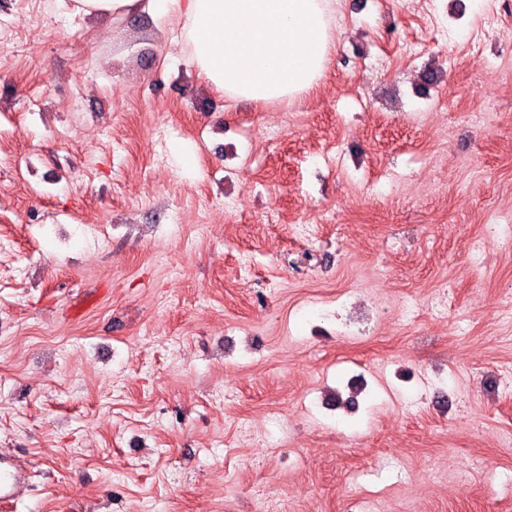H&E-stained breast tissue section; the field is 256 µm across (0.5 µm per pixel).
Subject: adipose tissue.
Wrapping results in <instances>:
<instances>
[{
	"label": "adipose tissue",
	"mask_w": 512,
	"mask_h": 512,
	"mask_svg": "<svg viewBox=\"0 0 512 512\" xmlns=\"http://www.w3.org/2000/svg\"><path fill=\"white\" fill-rule=\"evenodd\" d=\"M337 0H50L55 13L93 26L151 15L178 22L199 74L225 96L254 105L317 88L336 43Z\"/></svg>",
	"instance_id": "obj_1"
}]
</instances>
